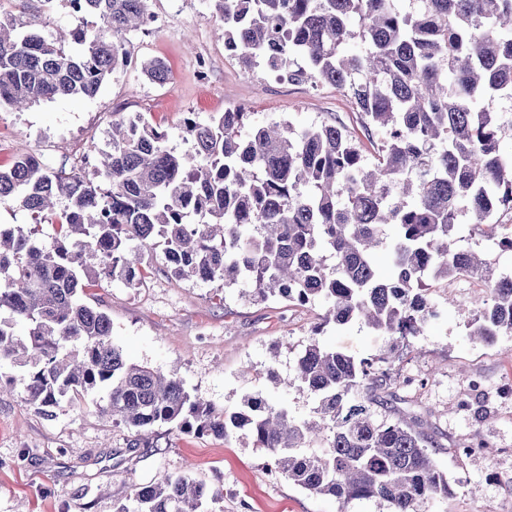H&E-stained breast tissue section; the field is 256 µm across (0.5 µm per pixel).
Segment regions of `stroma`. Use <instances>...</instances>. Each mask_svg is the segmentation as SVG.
Returning <instances> with one entry per match:
<instances>
[{
	"instance_id": "1",
	"label": "stroma",
	"mask_w": 512,
	"mask_h": 512,
	"mask_svg": "<svg viewBox=\"0 0 512 512\" xmlns=\"http://www.w3.org/2000/svg\"><path fill=\"white\" fill-rule=\"evenodd\" d=\"M150 8L158 29L132 37L127 65L95 98L0 112L1 168L26 153L69 162L75 148L97 152L108 146L112 120L136 114L166 131L180 152L190 149L189 114L204 120L233 108L259 122L333 119L363 136L356 108L335 87L281 83L261 67L244 74L225 54L221 22L207 0H150ZM150 58L166 63L168 84L143 75L141 62ZM456 232L512 274V252L492 245L469 215ZM144 263L149 273L139 287L99 278L88 285V300L110 317L129 362L177 373L191 395L219 412L240 407L245 393L272 390L268 369L288 374L322 314L318 303L255 302L220 282L172 277L155 253ZM482 292L465 280L440 288L450 304L394 364L398 377L425 386L397 387L386 411L424 415L452 486L446 501L423 505V512H512V488L504 483L512 477V336L491 345L469 339L472 299ZM18 373L0 365V512H115L136 488L184 473L215 493L207 512H377L374 502L343 505L269 473L263 451L238 432L217 439L159 425L135 448L133 432L101 414L96 394L45 415L26 402Z\"/></svg>"
}]
</instances>
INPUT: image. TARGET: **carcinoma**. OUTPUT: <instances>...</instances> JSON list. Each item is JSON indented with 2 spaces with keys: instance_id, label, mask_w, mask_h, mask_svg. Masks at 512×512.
Here are the masks:
<instances>
[{
  "instance_id": "cac0c4a2",
  "label": "carcinoma",
  "mask_w": 512,
  "mask_h": 512,
  "mask_svg": "<svg viewBox=\"0 0 512 512\" xmlns=\"http://www.w3.org/2000/svg\"><path fill=\"white\" fill-rule=\"evenodd\" d=\"M54 2L13 0L0 10V110L96 97L128 62L129 36L150 13L149 0H78L82 23L58 39L40 29ZM208 2L244 73L261 64L290 82L335 85L382 134L375 154L365 158L334 122L260 125L237 108L186 119L185 153L140 115L113 121L98 152L99 184L40 156L18 157L0 170V206H19L34 226L56 225L57 237L47 248L23 224L0 227V364L19 368L26 400L47 414L68 396L103 392L102 413L138 438L163 424L220 439L240 430L270 471L306 491L421 512L448 498V476L422 419L379 408L395 384L396 354L443 312L435 282L471 278L486 288L474 298L471 339L490 345L512 334V275L454 235L468 214L512 251V232L494 221L512 211V151L503 149L501 115L483 106L512 99V0H416L407 11L394 0ZM357 38L361 53L351 50ZM142 72L170 81L158 59ZM189 210L206 221L186 223ZM157 249L176 278L248 285L255 301L324 304L292 378L268 373L274 387L313 398L309 417L259 391L217 413L176 374L127 362L109 316L82 295L100 275L140 284L142 255ZM356 322L374 353L320 339L329 325ZM207 496L190 475L167 474L116 512H204Z\"/></svg>"
}]
</instances>
